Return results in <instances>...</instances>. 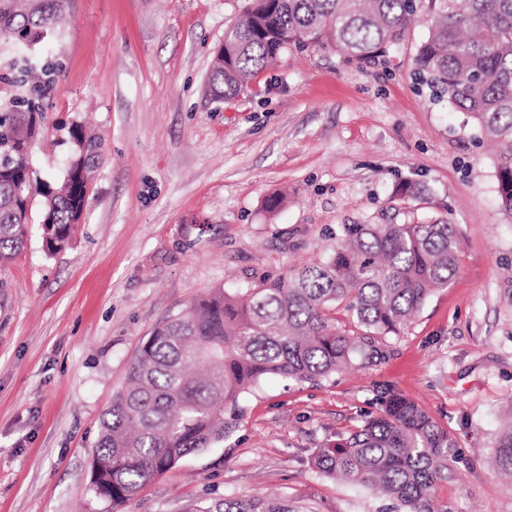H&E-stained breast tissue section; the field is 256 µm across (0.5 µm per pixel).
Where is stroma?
I'll use <instances>...</instances> for the list:
<instances>
[{
  "label": "stroma",
  "mask_w": 512,
  "mask_h": 512,
  "mask_svg": "<svg viewBox=\"0 0 512 512\" xmlns=\"http://www.w3.org/2000/svg\"><path fill=\"white\" fill-rule=\"evenodd\" d=\"M243 0H71L41 48L60 60L51 115L84 122L102 160L72 245L39 231L0 266V512H116L90 489L104 413L143 340L214 288L318 258L344 224L408 215L455 224L459 271L376 369L311 387L262 379L239 429L156 476L117 512H199L276 493L309 512H392V501L319 475L312 453L358 425L376 386L417 402L456 441L437 496L449 512H512L494 453L512 409V219L495 150L415 79L436 11L386 63L290 51L231 100L203 94ZM69 147L44 129L31 155L55 184ZM422 191L398 200L395 185ZM282 195L278 211L267 198Z\"/></svg>",
  "instance_id": "1"
}]
</instances>
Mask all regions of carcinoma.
Segmentation results:
<instances>
[{
    "label": "carcinoma",
    "mask_w": 512,
    "mask_h": 512,
    "mask_svg": "<svg viewBox=\"0 0 512 512\" xmlns=\"http://www.w3.org/2000/svg\"><path fill=\"white\" fill-rule=\"evenodd\" d=\"M70 0H0V44L27 54L0 67V264L27 242L30 156L62 69L38 49L67 19ZM415 0H249L224 30L208 78L212 98L235 97L246 79L295 49L383 59L415 19ZM440 100L495 143L499 207L512 215V0H440L415 55ZM71 153L60 182L42 192L40 235L48 254L71 241L86 205L101 142L62 123ZM455 225L439 218L345 224L328 253L250 285L214 288L143 341L102 422L91 489L112 509L190 454L228 439L243 400L270 375L317 387L392 354L389 338L446 288L459 267ZM380 411L313 453L324 476L361 484L397 512H448L437 496L456 442L422 407L391 388ZM497 468L512 476V422L498 439ZM201 512H303L277 495L226 498Z\"/></svg>",
    "instance_id": "carcinoma-1"
}]
</instances>
